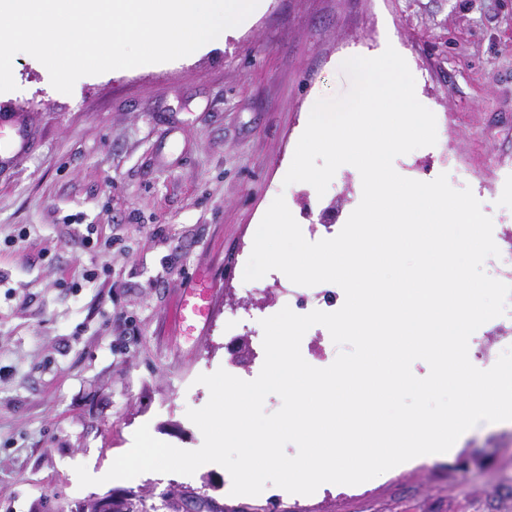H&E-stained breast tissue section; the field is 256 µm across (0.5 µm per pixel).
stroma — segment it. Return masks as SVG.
I'll use <instances>...</instances> for the list:
<instances>
[{
    "label": "stroma",
    "instance_id": "obj_1",
    "mask_svg": "<svg viewBox=\"0 0 512 512\" xmlns=\"http://www.w3.org/2000/svg\"><path fill=\"white\" fill-rule=\"evenodd\" d=\"M397 42L437 142L394 161L422 181L447 174L494 224L512 225V0H266L223 50L165 69H118L55 90L29 55L0 97L32 132L0 171V512H82L129 493L205 492L231 512L220 465L165 480L83 490L74 467L111 465L141 425L197 448L186 416L209 400L200 374L263 362L260 321L280 311L286 276L243 279L254 231L276 197L311 242L339 233L362 196L340 167L325 194L284 185L312 99L345 93L343 60ZM28 237L18 240L19 229ZM93 242H86V235ZM94 269L93 283L81 281ZM214 287L204 331L174 317L181 295ZM237 311L253 323L225 329ZM274 512H512V425L473 432L452 458L368 483L277 496Z\"/></svg>",
    "mask_w": 512,
    "mask_h": 512
}]
</instances>
